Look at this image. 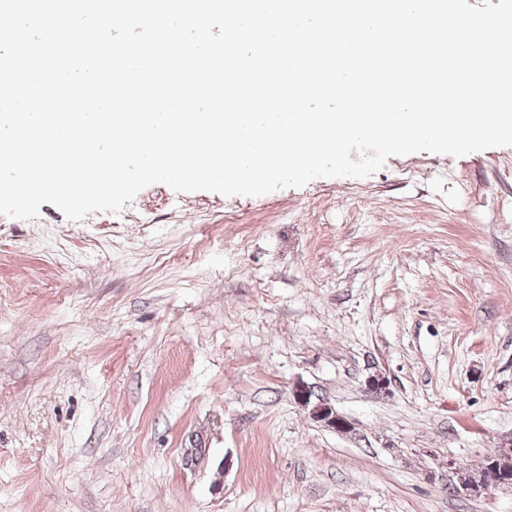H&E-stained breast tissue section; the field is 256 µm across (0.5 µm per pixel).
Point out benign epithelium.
<instances>
[{"label": "benign epithelium", "mask_w": 512, "mask_h": 512, "mask_svg": "<svg viewBox=\"0 0 512 512\" xmlns=\"http://www.w3.org/2000/svg\"><path fill=\"white\" fill-rule=\"evenodd\" d=\"M297 401L310 408V414L326 426L340 433L349 430V423L329 405L318 401L312 402L307 389L295 391ZM489 464L478 472L448 460V470L453 474V486L456 491L464 496L478 497L489 488H512V441L505 442L497 448H492L486 454Z\"/></svg>", "instance_id": "obj_1"}]
</instances>
